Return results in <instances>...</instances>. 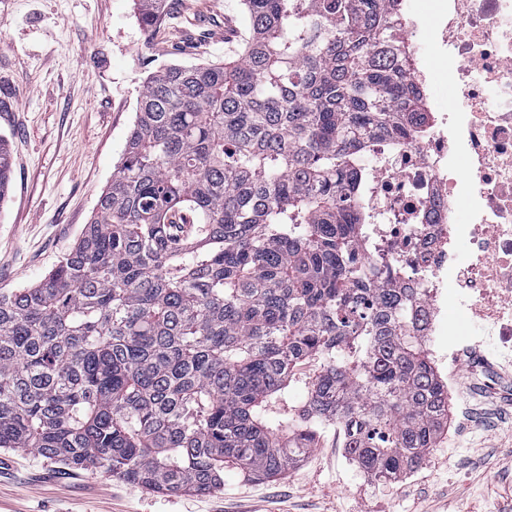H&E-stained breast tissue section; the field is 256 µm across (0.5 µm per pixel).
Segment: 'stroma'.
<instances>
[{
    "label": "stroma",
    "instance_id": "stroma-1",
    "mask_svg": "<svg viewBox=\"0 0 512 512\" xmlns=\"http://www.w3.org/2000/svg\"><path fill=\"white\" fill-rule=\"evenodd\" d=\"M183 46L146 32L133 0H0V137L13 180L0 205V288L38 283L80 238L122 158L144 78L218 62L250 35L239 0H169ZM448 429L413 473L377 484L336 432L280 477L224 472L207 494L161 495L102 472L0 451V512H512V368L485 350L458 361Z\"/></svg>",
    "mask_w": 512,
    "mask_h": 512
}]
</instances>
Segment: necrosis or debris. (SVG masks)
I'll return each instance as SVG.
<instances>
[{
  "label": "necrosis or debris",
  "mask_w": 512,
  "mask_h": 512,
  "mask_svg": "<svg viewBox=\"0 0 512 512\" xmlns=\"http://www.w3.org/2000/svg\"><path fill=\"white\" fill-rule=\"evenodd\" d=\"M434 2V26L408 8L401 36L431 45L448 108L390 146L367 203L387 256L419 266L401 285L449 363L476 345L512 361V0Z\"/></svg>",
  "instance_id": "1"
}]
</instances>
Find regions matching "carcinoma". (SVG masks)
Masks as SVG:
<instances>
[{
  "mask_svg": "<svg viewBox=\"0 0 512 512\" xmlns=\"http://www.w3.org/2000/svg\"><path fill=\"white\" fill-rule=\"evenodd\" d=\"M140 25L167 0H134ZM223 63L147 76L120 164L74 247L0 289V448L166 495L282 474L336 428L373 482L448 421L366 206L381 143L424 119L400 0H240ZM13 161L0 139V204ZM321 362L309 375L308 361ZM299 390L296 413H277Z\"/></svg>",
  "mask_w": 512,
  "mask_h": 512,
  "instance_id": "cac0c4a2",
  "label": "carcinoma"
}]
</instances>
